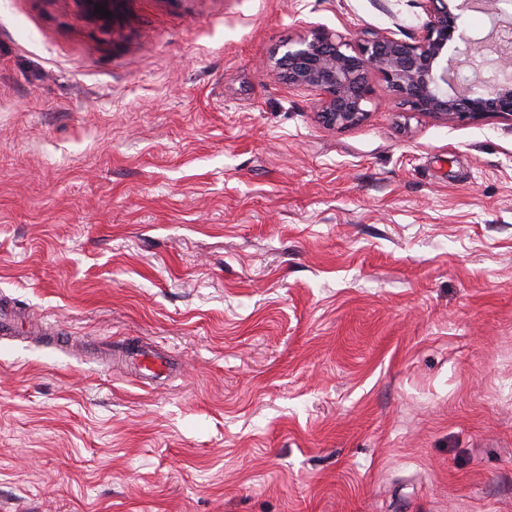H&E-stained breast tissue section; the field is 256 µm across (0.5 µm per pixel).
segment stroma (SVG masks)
Listing matches in <instances>:
<instances>
[{
    "label": "stroma",
    "mask_w": 512,
    "mask_h": 512,
    "mask_svg": "<svg viewBox=\"0 0 512 512\" xmlns=\"http://www.w3.org/2000/svg\"><path fill=\"white\" fill-rule=\"evenodd\" d=\"M425 0H0V512H512V122L324 126L272 70ZM156 346L143 381L104 343Z\"/></svg>",
    "instance_id": "1"
}]
</instances>
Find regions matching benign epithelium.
Returning a JSON list of instances; mask_svg holds the SVG:
<instances>
[{"label":"benign epithelium","instance_id":"obj_1","mask_svg":"<svg viewBox=\"0 0 512 512\" xmlns=\"http://www.w3.org/2000/svg\"><path fill=\"white\" fill-rule=\"evenodd\" d=\"M499 2L426 0L428 20L409 41L377 33L354 44L314 27L288 43L276 62L278 77L296 90L317 92L322 122L337 129L367 117L371 73L408 112L446 122L495 114L512 122V16L482 40L459 24L461 11L497 12Z\"/></svg>","mask_w":512,"mask_h":512}]
</instances>
